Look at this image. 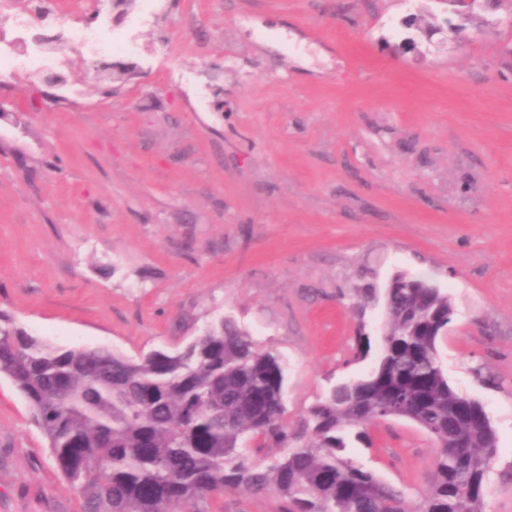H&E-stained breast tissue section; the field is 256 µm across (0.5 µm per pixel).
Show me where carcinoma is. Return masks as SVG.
<instances>
[{
    "label": "carcinoma",
    "mask_w": 512,
    "mask_h": 512,
    "mask_svg": "<svg viewBox=\"0 0 512 512\" xmlns=\"http://www.w3.org/2000/svg\"><path fill=\"white\" fill-rule=\"evenodd\" d=\"M384 301L371 374L334 387L300 432L288 427L278 359L230 321L178 352L131 360L52 346L0 312V376L28 404L80 512H205L226 490L272 491L279 512H486L497 436L482 404L458 393L440 365L453 305L404 274ZM393 415L436 447L417 499L342 455L344 432L366 441ZM268 448L282 455L270 459Z\"/></svg>",
    "instance_id": "1"
}]
</instances>
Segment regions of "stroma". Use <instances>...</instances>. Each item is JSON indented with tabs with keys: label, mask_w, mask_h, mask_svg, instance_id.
Returning <instances> with one entry per match:
<instances>
[{
	"label": "stroma",
	"mask_w": 512,
	"mask_h": 512,
	"mask_svg": "<svg viewBox=\"0 0 512 512\" xmlns=\"http://www.w3.org/2000/svg\"><path fill=\"white\" fill-rule=\"evenodd\" d=\"M442 0H90L51 28L132 50L56 49L0 74V311L60 347L129 358L220 320L275 355L288 424L367 375L393 275L455 308L439 358L497 435L488 512H512V28ZM117 78L99 79L102 67ZM59 84H52V77ZM346 458L411 490L434 455L389 419ZM208 512H275L228 491ZM0 376V512H79ZM67 43L87 46L101 52H112L113 47H122L129 50L135 48L134 44L122 35H113L111 29H90L81 26L68 28Z\"/></svg>",
	"instance_id": "35a3bbf8"
}]
</instances>
